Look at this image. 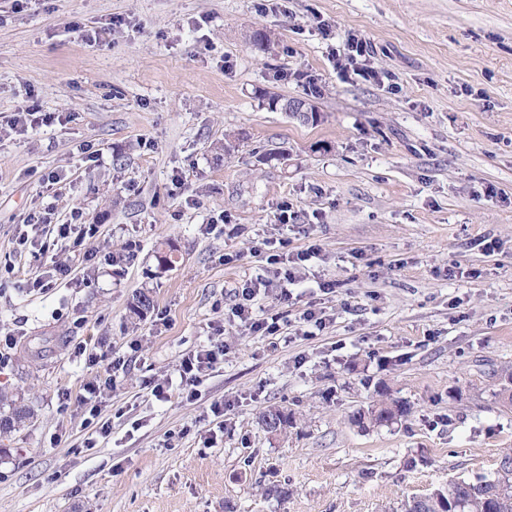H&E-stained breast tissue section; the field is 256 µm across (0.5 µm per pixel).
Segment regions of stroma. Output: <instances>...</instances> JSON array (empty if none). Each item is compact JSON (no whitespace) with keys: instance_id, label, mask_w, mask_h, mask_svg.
Wrapping results in <instances>:
<instances>
[{"instance_id":"1","label":"stroma","mask_w":512,"mask_h":512,"mask_svg":"<svg viewBox=\"0 0 512 512\" xmlns=\"http://www.w3.org/2000/svg\"><path fill=\"white\" fill-rule=\"evenodd\" d=\"M350 32L393 85L338 73ZM76 210L97 227L78 246L58 234ZM167 240L182 259L162 272ZM311 244L320 259L281 297L288 254ZM257 279L271 335L236 315ZM142 290L154 306L134 324ZM8 336L0 417L21 403L33 419L0 436V512H400L494 472L512 450L496 396L512 374V0H0ZM216 344L184 386L183 358ZM94 379L112 383L95 418ZM383 386L409 416L352 425ZM273 406L292 416L276 436ZM263 96L267 100L268 108L271 111H279L284 103H288V106L285 107L286 111L300 115L303 120H307V118L310 119L311 113L317 111L313 103L303 99L288 100V98H282L276 95L268 96L267 94H264Z\"/></svg>"}]
</instances>
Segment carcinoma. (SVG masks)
<instances>
[{"label": "carcinoma", "instance_id": "1", "mask_svg": "<svg viewBox=\"0 0 512 512\" xmlns=\"http://www.w3.org/2000/svg\"><path fill=\"white\" fill-rule=\"evenodd\" d=\"M157 264L173 270L180 262L177 246L172 242L162 243L155 255ZM153 307L149 292L140 291L133 297L129 306L131 319L143 320ZM410 413V406L397 399H386L356 411L351 423L361 430L392 424ZM33 418L30 408L24 405L12 407L11 415L0 419V428L11 429L21 426ZM261 423L264 430L273 429L282 432L291 424V416L278 407H272L263 413ZM455 498H444L434 492L420 497H412L402 504V512H457L458 501L468 506L463 512H512V453L502 455L496 476H480L475 482H457L449 485Z\"/></svg>", "mask_w": 512, "mask_h": 512}]
</instances>
